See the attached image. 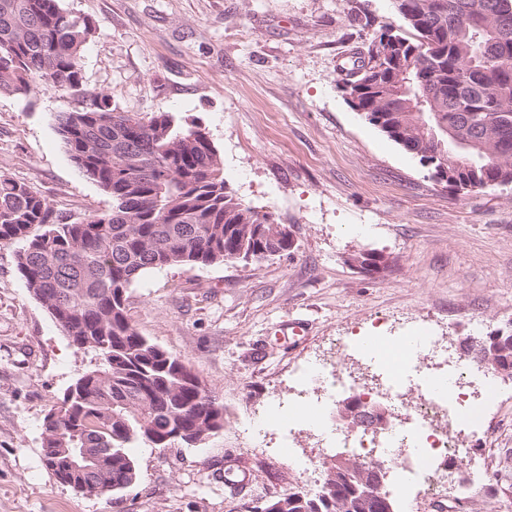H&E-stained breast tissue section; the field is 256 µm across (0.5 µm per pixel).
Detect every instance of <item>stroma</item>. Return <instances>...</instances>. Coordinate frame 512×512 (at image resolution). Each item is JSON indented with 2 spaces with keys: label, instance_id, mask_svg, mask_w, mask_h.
I'll return each instance as SVG.
<instances>
[{
  "label": "stroma",
  "instance_id": "1",
  "mask_svg": "<svg viewBox=\"0 0 512 512\" xmlns=\"http://www.w3.org/2000/svg\"><path fill=\"white\" fill-rule=\"evenodd\" d=\"M95 32L83 83L118 110L170 112L207 132L234 197L295 240L261 262L175 265L132 288L128 314L224 405L223 430L196 446L131 455L138 479L104 496L62 484L43 463L48 409L91 367L0 243V512H251L299 488L276 448H248L237 425L288 393L300 362L385 314L428 317L465 338L512 329V187L456 191L346 102L341 65L382 26L393 0H60ZM77 100L37 88L0 93V172L72 223L112 199L71 162L54 129ZM383 254L366 275L349 259ZM477 442L487 475L464 512H512V380ZM249 484L224 486L227 468Z\"/></svg>",
  "mask_w": 512,
  "mask_h": 512
}]
</instances>
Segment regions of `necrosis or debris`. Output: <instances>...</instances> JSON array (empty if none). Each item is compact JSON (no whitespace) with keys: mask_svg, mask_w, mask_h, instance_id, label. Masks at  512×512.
Instances as JSON below:
<instances>
[{"mask_svg":"<svg viewBox=\"0 0 512 512\" xmlns=\"http://www.w3.org/2000/svg\"><path fill=\"white\" fill-rule=\"evenodd\" d=\"M289 397L271 402L266 412L239 428L247 447H264L276 434L279 451L309 486H317L321 459L329 451L360 460L385 461L396 485L416 486L430 497L449 490L466 500L468 488L454 485L451 464L475 472L486 462L469 445L484 412L498 395L493 375L452 351L447 337L427 322L394 335L384 320H376L370 335L337 337L329 350L304 361L294 372ZM479 386L482 401L468 390ZM378 395L393 410L391 425L378 432L350 430L330 421L327 409L344 398ZM317 439L311 453H294L298 434Z\"/></svg>","mask_w":512,"mask_h":512,"instance_id":"obj_1","label":"necrosis or debris"}]
</instances>
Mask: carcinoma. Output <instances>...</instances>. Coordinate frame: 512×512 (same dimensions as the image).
Here are the masks:
<instances>
[{
    "instance_id": "cac0c4a2",
    "label": "carcinoma",
    "mask_w": 512,
    "mask_h": 512,
    "mask_svg": "<svg viewBox=\"0 0 512 512\" xmlns=\"http://www.w3.org/2000/svg\"><path fill=\"white\" fill-rule=\"evenodd\" d=\"M386 25L340 68L349 105L388 138L446 165L445 184L481 191L512 185V0H394ZM93 23L59 0H0V92L41 87L77 99L55 115L70 160L112 197V211L63 223L49 203L0 173V243H22L18 271L72 345L100 358L44 418L43 462L76 476L55 448H110L112 486L137 478L129 449L193 446L224 429V405L179 357L141 336L129 294L164 267L260 262L290 249L286 227L243 205L224 182L218 150L200 127L169 112H122L84 87L81 53ZM474 142L448 152V130ZM45 227L33 234L34 226ZM487 348L505 352L512 334ZM373 463L345 459L330 473L350 487ZM290 491L278 512H376L359 498Z\"/></svg>"
}]
</instances>
